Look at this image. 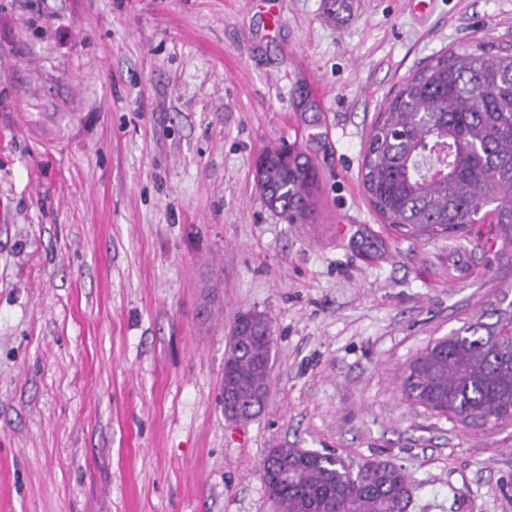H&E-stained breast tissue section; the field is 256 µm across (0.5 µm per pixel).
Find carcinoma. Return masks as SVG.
I'll return each instance as SVG.
<instances>
[{"label": "carcinoma", "mask_w": 512, "mask_h": 512, "mask_svg": "<svg viewBox=\"0 0 512 512\" xmlns=\"http://www.w3.org/2000/svg\"><path fill=\"white\" fill-rule=\"evenodd\" d=\"M260 196L290 224L307 221L319 182L310 159L284 144L256 161ZM362 183L375 212L406 236L462 239L491 217L501 241L497 277L512 278V52L478 43L450 50L400 86L369 134ZM271 320L237 315L224 355V389L237 420L265 407ZM404 398L472 429L512 423V288L449 335L428 343L401 380ZM286 474L265 486L279 512H409L413 483L390 460L357 465L335 454L275 445L267 461Z\"/></svg>", "instance_id": "1"}]
</instances>
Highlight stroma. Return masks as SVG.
Wrapping results in <instances>:
<instances>
[{
    "label": "stroma",
    "instance_id": "obj_1",
    "mask_svg": "<svg viewBox=\"0 0 512 512\" xmlns=\"http://www.w3.org/2000/svg\"><path fill=\"white\" fill-rule=\"evenodd\" d=\"M512 47V0H0V512H278L282 443L388 458L412 512H512V425L411 406L404 367L495 293L466 247L393 235L371 126L449 49ZM271 142L319 174L289 224ZM267 314V402L225 420L237 314ZM255 169L265 205L289 224L305 223L319 182L310 159L298 149L281 144L264 148Z\"/></svg>",
    "mask_w": 512,
    "mask_h": 512
}]
</instances>
